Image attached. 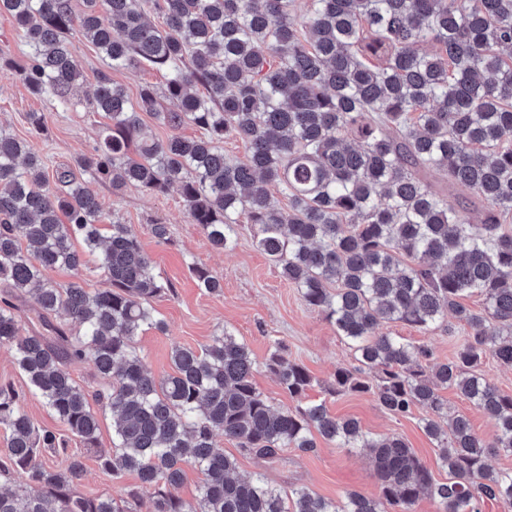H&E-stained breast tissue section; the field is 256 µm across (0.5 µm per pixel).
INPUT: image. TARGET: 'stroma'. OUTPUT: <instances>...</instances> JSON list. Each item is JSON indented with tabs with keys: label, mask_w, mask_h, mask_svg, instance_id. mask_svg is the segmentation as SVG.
Here are the masks:
<instances>
[{
	"label": "stroma",
	"mask_w": 512,
	"mask_h": 512,
	"mask_svg": "<svg viewBox=\"0 0 512 512\" xmlns=\"http://www.w3.org/2000/svg\"><path fill=\"white\" fill-rule=\"evenodd\" d=\"M31 112L46 113L43 132L32 130L27 120ZM102 123L99 114L84 106L58 110L32 95L19 79L0 77V127L17 138L29 140L48 172L74 167L80 156L91 151ZM95 189L105 213L132 226L152 260L155 275L172 285L170 291L152 301L166 324L165 332L145 331L136 344L154 374L170 372L173 344L197 348L225 329L248 344L258 391L273 404L287 407L291 404L287 392L267 368L272 341L283 340L290 358L303 364L314 379L308 399L326 401L332 414L357 419L362 429L371 434L402 436L436 480H447L448 471L439 462L437 443L422 429V410L395 417L381 410L370 394L336 392V370L354 365L353 349L321 311L305 304L296 288L282 277L278 266L258 250L248 225L239 226L234 248L222 251L211 245L197 225L191 224L177 188L149 194L130 186L118 195L106 184H96ZM156 222L168 224L169 242L160 243L153 238L150 226ZM194 263L207 267L222 281L221 294L213 295L198 287L190 271ZM386 330L427 345L437 362L448 360L454 352L456 337L467 333L466 327L459 324L448 331L439 328L423 333L406 324L392 323ZM22 407L36 427L54 431L66 443L59 451L45 453V467L56 469L66 456H82L85 469L76 483L77 492L86 496H117L136 483L135 475L115 480L104 472L94 454L69 436L39 397L26 396ZM217 446L226 455L236 457L238 475L264 474L271 486L283 491L305 486L329 499L341 498L351 491L368 495L377 491L371 459L362 450L322 442L312 452L283 449L279 461L270 463L241 453L235 441L222 436L218 437Z\"/></svg>",
	"instance_id": "stroma-1"
}]
</instances>
